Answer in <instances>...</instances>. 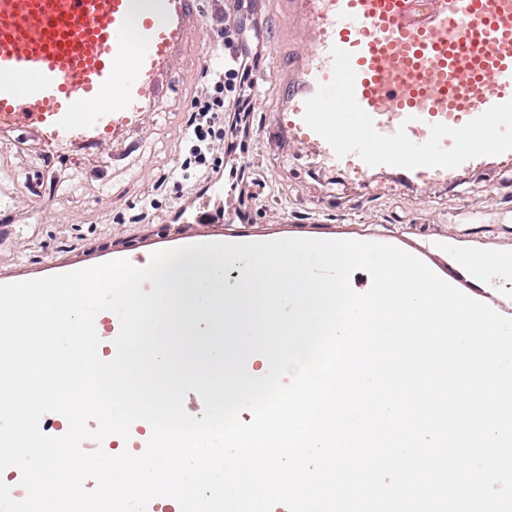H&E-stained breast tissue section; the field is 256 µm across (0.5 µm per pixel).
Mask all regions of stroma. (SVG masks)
<instances>
[{"mask_svg": "<svg viewBox=\"0 0 512 512\" xmlns=\"http://www.w3.org/2000/svg\"><path fill=\"white\" fill-rule=\"evenodd\" d=\"M201 5L209 32L178 65L180 100L161 98L142 134L62 163L42 156L27 133L0 135V285L119 258L141 264L153 252L189 241L349 239L397 246L486 301L454 251L512 252V161L423 192L380 175L365 188L343 182L309 153L279 147L272 87L255 72L246 132L210 143L219 173L194 172L177 188L166 181L182 161L186 111L223 46L216 16L231 17L243 31L250 17L261 18L266 48L287 40L270 0H254L249 15L235 11V0ZM148 201L156 207L144 218L141 206Z\"/></svg>", "mask_w": 512, "mask_h": 512, "instance_id": "obj_1", "label": "stroma"}]
</instances>
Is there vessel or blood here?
Listing matches in <instances>:
<instances>
[{"mask_svg": "<svg viewBox=\"0 0 512 512\" xmlns=\"http://www.w3.org/2000/svg\"><path fill=\"white\" fill-rule=\"evenodd\" d=\"M279 4L287 49L268 70L283 143L311 150L347 182L388 174L416 191L496 164L485 156L458 169L371 167L353 153L337 157L303 114L332 78L335 46L350 53L356 101L384 135L402 128L422 143L432 124L457 128L512 100V0ZM202 16L196 0H0V129L32 133L61 160L124 142L173 91L174 63ZM82 100L92 109L79 111Z\"/></svg>", "mask_w": 512, "mask_h": 512, "instance_id": "b4317fda", "label": "vessel or blood"}]
</instances>
